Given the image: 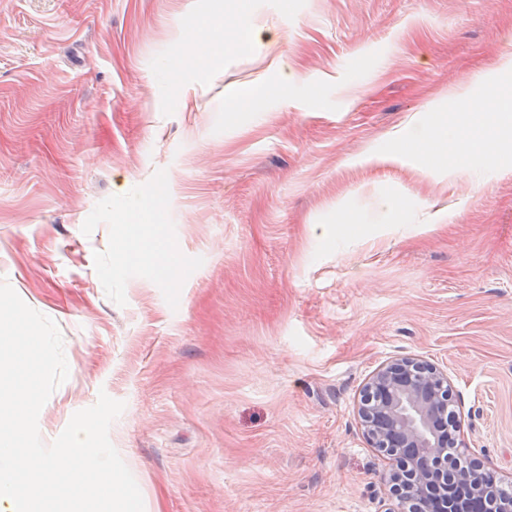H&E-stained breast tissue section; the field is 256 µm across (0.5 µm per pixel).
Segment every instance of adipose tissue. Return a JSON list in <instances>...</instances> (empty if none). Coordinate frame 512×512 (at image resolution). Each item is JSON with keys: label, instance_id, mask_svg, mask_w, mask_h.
<instances>
[{"label": "adipose tissue", "instance_id": "1", "mask_svg": "<svg viewBox=\"0 0 512 512\" xmlns=\"http://www.w3.org/2000/svg\"><path fill=\"white\" fill-rule=\"evenodd\" d=\"M509 75H512V53L507 52L484 75L480 88L464 87L456 92L457 104L470 116L466 135H459L456 129L443 122L432 125L415 121L391 135L384 151L377 154V161L402 165L416 153L423 159L419 171L425 178L440 182L472 179L473 171L466 164V157L474 155L487 163L498 158L496 147L504 138L500 127L489 126L487 119L511 113L512 104L493 99L489 91ZM128 216L130 222L124 227L121 256L129 261L159 259L165 272H173L177 262L172 249L162 240L147 237L141 209H130Z\"/></svg>", "mask_w": 512, "mask_h": 512}]
</instances>
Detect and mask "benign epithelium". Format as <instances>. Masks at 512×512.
Listing matches in <instances>:
<instances>
[{
	"label": "benign epithelium",
	"mask_w": 512,
	"mask_h": 512,
	"mask_svg": "<svg viewBox=\"0 0 512 512\" xmlns=\"http://www.w3.org/2000/svg\"><path fill=\"white\" fill-rule=\"evenodd\" d=\"M448 375L412 355L382 364L363 386L358 415L365 438L393 461L381 480L394 498L387 512H461L458 488L484 496L481 466L468 458L448 417ZM489 512H512V486H498Z\"/></svg>",
	"instance_id": "obj_1"
}]
</instances>
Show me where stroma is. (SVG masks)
Masks as SVG:
<instances>
[{"label":"stroma","mask_w":512,"mask_h":512,"mask_svg":"<svg viewBox=\"0 0 512 512\" xmlns=\"http://www.w3.org/2000/svg\"><path fill=\"white\" fill-rule=\"evenodd\" d=\"M251 6L287 40L201 60L183 34L238 0H0V280L69 366L43 442L103 391L145 512H385L357 401L415 354L512 483V151L448 185L363 161L415 118L467 129L453 93L512 51V0ZM137 204L179 282L118 258Z\"/></svg>","instance_id":"obj_1"}]
</instances>
